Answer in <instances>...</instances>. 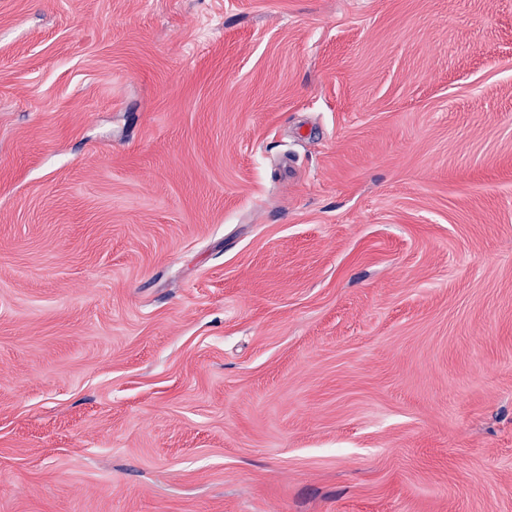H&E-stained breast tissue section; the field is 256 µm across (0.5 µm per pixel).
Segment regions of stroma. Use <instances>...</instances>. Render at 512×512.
<instances>
[{"instance_id":"35a3bbf8","label":"stroma","mask_w":512,"mask_h":512,"mask_svg":"<svg viewBox=\"0 0 512 512\" xmlns=\"http://www.w3.org/2000/svg\"><path fill=\"white\" fill-rule=\"evenodd\" d=\"M0 512H512V0H0Z\"/></svg>"}]
</instances>
